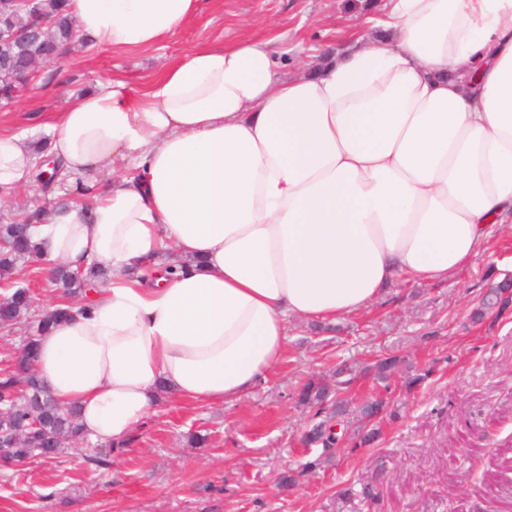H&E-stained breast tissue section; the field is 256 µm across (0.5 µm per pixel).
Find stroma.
Listing matches in <instances>:
<instances>
[{
    "label": "stroma",
    "mask_w": 512,
    "mask_h": 512,
    "mask_svg": "<svg viewBox=\"0 0 512 512\" xmlns=\"http://www.w3.org/2000/svg\"><path fill=\"white\" fill-rule=\"evenodd\" d=\"M382 5L202 0L200 12L150 49L76 42L0 104V128L20 131L27 112L52 116L115 79L139 88L204 39L269 40L287 59L288 76H303L339 48L341 31L369 29ZM489 271L498 280L512 274V223L446 282L399 281L328 332L294 322L279 363L233 406L163 397L109 469H91L78 449L1 472L0 512H512V311L468 320L490 286ZM14 276L31 289L35 312L65 297L41 266L17 261ZM390 356L430 370L429 379L409 394L401 376L386 384L358 376L347 393L351 405L381 396L398 406V418L382 420L372 444L346 437L332 461L302 473L321 449L303 441L310 410L295 400L300 387L332 382L339 361L364 367ZM192 430L207 431L209 447H191L185 436ZM290 472L297 483L282 486Z\"/></svg>",
    "instance_id": "35a3bbf8"
}]
</instances>
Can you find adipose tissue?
<instances>
[{
    "label": "adipose tissue",
    "mask_w": 512,
    "mask_h": 512,
    "mask_svg": "<svg viewBox=\"0 0 512 512\" xmlns=\"http://www.w3.org/2000/svg\"><path fill=\"white\" fill-rule=\"evenodd\" d=\"M66 5L89 47L145 50L199 0ZM283 66L264 39L204 40L137 91L116 80L57 113L50 153L83 187L32 233L47 262L111 279L33 366L91 442L129 438L164 391L232 405L292 320L447 280L512 223V0H385L364 43L300 78ZM42 127L0 129V197L28 182ZM125 159L133 174L102 183Z\"/></svg>",
    "instance_id": "adipose-tissue-1"
}]
</instances>
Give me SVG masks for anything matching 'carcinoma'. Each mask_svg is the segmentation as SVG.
<instances>
[{
    "mask_svg": "<svg viewBox=\"0 0 512 512\" xmlns=\"http://www.w3.org/2000/svg\"><path fill=\"white\" fill-rule=\"evenodd\" d=\"M65 0H36L37 13L49 20L48 25L36 27L31 14L10 8L0 9V30L11 31L16 37L11 40L0 38V100L9 101L18 93L23 81L21 76L27 67L36 62L40 65L50 64L60 56L61 50L71 44L78 34L72 20L65 13ZM44 207L33 203L24 214L20 223L1 224L0 240L7 247L0 250V285L4 294L0 296V326L8 327L27 319L31 309L29 290L14 281L15 264L26 259L36 265L41 249L28 234V226L43 221ZM56 278L63 287L73 292L84 291L93 281L108 280V270L102 267L90 269L86 274L75 273L66 266H59ZM512 307V280L505 278L496 283L481 303L474 307L469 320L482 322L491 312L499 314ZM66 316V311L56 308L44 312L37 320L32 333L26 337L22 353L13 363L0 369V471L11 470L23 461L56 459L70 448L86 441L78 424L77 414L72 409L61 407L52 396L48 387L32 370L31 356L37 339L49 328ZM404 360L397 357H384L373 365L363 369L379 381H387L396 373L404 375V387L412 391L421 386L430 372L418 373L405 365L399 370ZM353 367L343 364L336 375V387L310 381L304 385L298 395L299 403L313 411L315 422L306 434L307 442L322 446L323 453L314 462L313 468L323 462L331 461L333 448L340 440L334 431L333 419L349 417L368 427L361 433L360 444L372 442L378 430L373 422L383 410V402L374 400L366 403L353 414L341 403L329 410L325 407L329 395L334 392H346L353 378ZM113 448L93 449L87 461L97 468L110 466Z\"/></svg>",
    "mask_w": 512,
    "mask_h": 512,
    "instance_id": "cac0c4a2",
    "label": "carcinoma"
}]
</instances>
